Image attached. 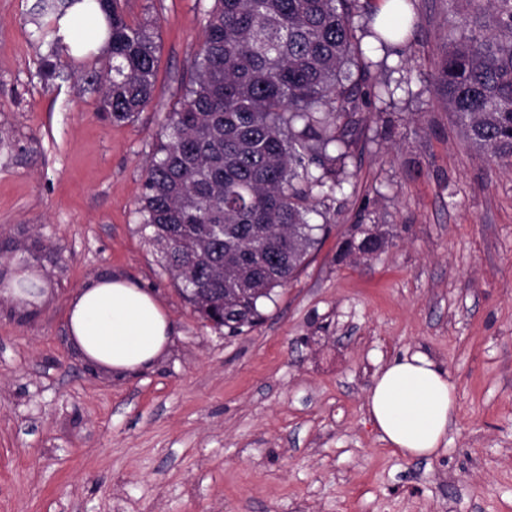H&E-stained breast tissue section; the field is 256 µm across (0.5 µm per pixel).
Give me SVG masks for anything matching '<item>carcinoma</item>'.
<instances>
[{
  "label": "carcinoma",
  "mask_w": 512,
  "mask_h": 512,
  "mask_svg": "<svg viewBox=\"0 0 512 512\" xmlns=\"http://www.w3.org/2000/svg\"><path fill=\"white\" fill-rule=\"evenodd\" d=\"M370 36L403 35L406 4ZM40 0L32 24L48 46V73L72 48L67 10ZM108 15L100 111L132 120L152 100L157 45L130 25L120 0ZM464 22L433 75L448 110L492 165H512V0H448ZM359 0H213L198 71L164 132L143 184L140 212L165 267L194 311L237 336L263 318L317 243L310 200L342 188L358 101L389 93L369 83L357 35Z\"/></svg>",
  "instance_id": "carcinoma-1"
}]
</instances>
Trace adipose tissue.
Masks as SVG:
<instances>
[{"instance_id": "1", "label": "adipose tissue", "mask_w": 512, "mask_h": 512, "mask_svg": "<svg viewBox=\"0 0 512 512\" xmlns=\"http://www.w3.org/2000/svg\"><path fill=\"white\" fill-rule=\"evenodd\" d=\"M68 326L91 365L118 373L149 369L172 332L152 293L110 276L75 292ZM455 390L447 371L427 354H405L377 372L367 412L389 447L407 456L430 457L445 448L455 418Z\"/></svg>"}]
</instances>
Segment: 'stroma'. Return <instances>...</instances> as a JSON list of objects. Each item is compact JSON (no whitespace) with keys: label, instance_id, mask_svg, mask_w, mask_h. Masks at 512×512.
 I'll use <instances>...</instances> for the list:
<instances>
[{"label":"stroma","instance_id":"obj_1","mask_svg":"<svg viewBox=\"0 0 512 512\" xmlns=\"http://www.w3.org/2000/svg\"><path fill=\"white\" fill-rule=\"evenodd\" d=\"M0 0V276L25 262L46 298L0 300V512H512V166L489 167L431 75L460 23L414 0L377 52L393 96L361 104L352 177L315 199L321 242L231 337L185 301L139 212L165 116L195 75L211 0H122L158 46L153 99L100 114L102 49L62 58ZM381 235L372 254L346 240ZM112 274L153 291L173 336L149 370L90 366L72 295ZM420 351L456 386L448 448H389L366 410L380 366Z\"/></svg>","mask_w":512,"mask_h":512}]
</instances>
